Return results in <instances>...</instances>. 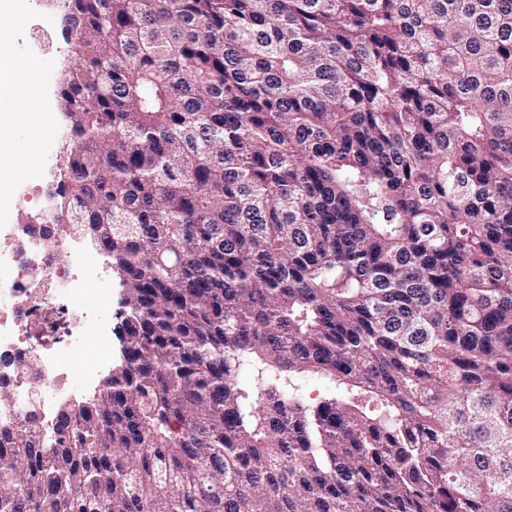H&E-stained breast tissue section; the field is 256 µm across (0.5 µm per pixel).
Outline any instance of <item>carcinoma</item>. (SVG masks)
Here are the masks:
<instances>
[{"instance_id": "1", "label": "carcinoma", "mask_w": 512, "mask_h": 512, "mask_svg": "<svg viewBox=\"0 0 512 512\" xmlns=\"http://www.w3.org/2000/svg\"><path fill=\"white\" fill-rule=\"evenodd\" d=\"M64 22L44 223L109 254L120 354L0 424V512H512V0Z\"/></svg>"}]
</instances>
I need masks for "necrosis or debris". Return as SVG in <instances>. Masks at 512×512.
<instances>
[{"instance_id":"necrosis-or-debris-1","label":"necrosis or debris","mask_w":512,"mask_h":512,"mask_svg":"<svg viewBox=\"0 0 512 512\" xmlns=\"http://www.w3.org/2000/svg\"><path fill=\"white\" fill-rule=\"evenodd\" d=\"M24 247H14L16 237ZM109 264L86 238L49 245L38 220L0 225V379L14 403L0 408V423L21 421L33 387L43 391L41 425H50L59 404L95 388L99 370L108 362L106 333L98 314L108 306L101 271ZM77 320L76 343L41 344L31 333L36 320L55 312Z\"/></svg>"}]
</instances>
